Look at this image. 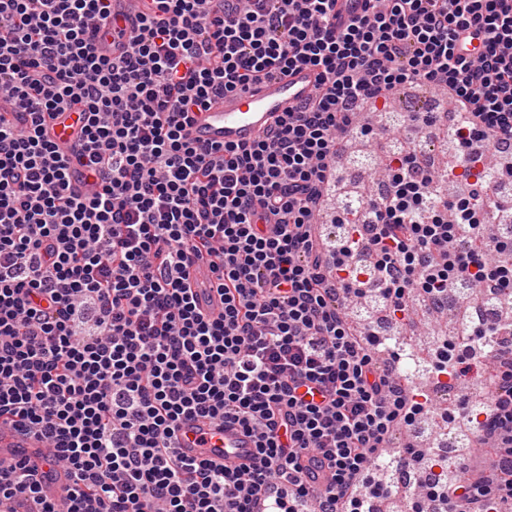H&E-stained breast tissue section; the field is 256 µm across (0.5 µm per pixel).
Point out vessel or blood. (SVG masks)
<instances>
[{"label": "vessel or blood", "mask_w": 512, "mask_h": 512, "mask_svg": "<svg viewBox=\"0 0 512 512\" xmlns=\"http://www.w3.org/2000/svg\"><path fill=\"white\" fill-rule=\"evenodd\" d=\"M318 75L315 68L299 66L248 90L213 97L190 114L185 133L191 141L205 146L251 145L283 112L311 97ZM76 118V113L68 112L50 121V134L60 147L70 150L78 144ZM186 272L199 309L212 318L221 316L223 299L216 289L211 267L195 261L188 265ZM175 446L184 455L230 466L249 463L255 448L252 438L238 426L217 424L201 417L180 423ZM41 448L36 436L0 427V460L23 457L35 464L39 461Z\"/></svg>", "instance_id": "1"}]
</instances>
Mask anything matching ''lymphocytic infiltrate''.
<instances>
[{
  "instance_id": "f902f5d3",
  "label": "lymphocytic infiltrate",
  "mask_w": 512,
  "mask_h": 512,
  "mask_svg": "<svg viewBox=\"0 0 512 512\" xmlns=\"http://www.w3.org/2000/svg\"><path fill=\"white\" fill-rule=\"evenodd\" d=\"M336 2L137 0L111 58L112 0H0V422L73 481L61 505L41 473L0 463V512H367L401 490L412 512H512V344L493 345L512 321L435 336L434 374L492 368L483 403L444 410L349 309L363 250L402 325L462 282L512 300V236L488 230L512 218L495 189L512 177V0H363L346 18ZM301 65L320 71L310 100L252 146L185 138L211 97ZM414 84L444 91L457 122L413 112L409 136L451 135L460 165L494 167L451 197L415 149L384 156L388 193L327 248L342 142ZM76 105L67 152L46 120ZM207 258L218 320L185 283ZM433 415L471 424L487 464L430 482L411 434ZM185 416L237 423L253 463L181 456Z\"/></svg>"
}]
</instances>
